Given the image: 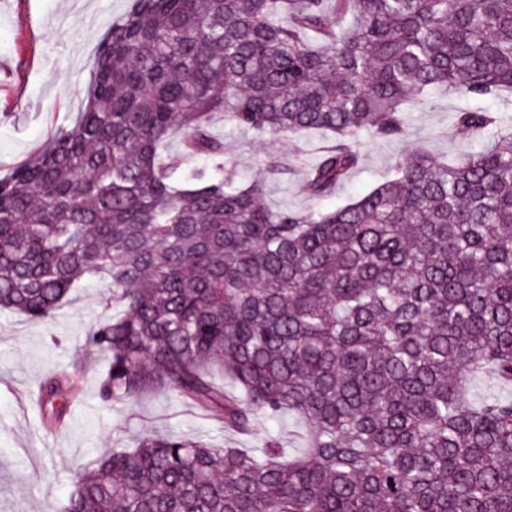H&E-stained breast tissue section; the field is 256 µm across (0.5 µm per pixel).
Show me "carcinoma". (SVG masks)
Here are the masks:
<instances>
[{"instance_id": "carcinoma-1", "label": "carcinoma", "mask_w": 512, "mask_h": 512, "mask_svg": "<svg viewBox=\"0 0 512 512\" xmlns=\"http://www.w3.org/2000/svg\"><path fill=\"white\" fill-rule=\"evenodd\" d=\"M438 92L512 93V0H135L112 22L76 119L0 177V310L46 324L105 281L102 402L165 389L239 435L288 414L306 448L147 435L62 512H512V395L478 380L512 383V115L455 113L480 150H416L325 211L266 204L285 163L240 185L212 133L329 134L303 186L326 199L361 133L404 136ZM74 397L44 381L45 422Z\"/></svg>"}]
</instances>
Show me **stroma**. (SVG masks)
Wrapping results in <instances>:
<instances>
[{
    "mask_svg": "<svg viewBox=\"0 0 512 512\" xmlns=\"http://www.w3.org/2000/svg\"><path fill=\"white\" fill-rule=\"evenodd\" d=\"M130 6L131 0H0L1 174L28 161L80 111L98 44L112 21ZM467 107L512 114V97L468 101L435 95L426 107L414 111L405 136L363 138L362 162L335 200L310 198L302 188L308 169L327 145L323 133L310 132L297 142L240 131L220 117L212 132L223 141L224 160L240 182L251 181L274 157L287 158L290 171L270 188V204L326 210L381 182L399 158L415 150L440 159L476 150V143L448 134L454 112ZM105 290L102 281L76 289L71 302L47 326L0 312V512H58L80 468L111 450L133 446L146 434L231 440L250 450L258 446L261 435H284L292 426L288 418L263 422L256 434L233 437L165 393L146 394L136 404L116 410L103 405L97 390L107 362L87 356L82 340L104 315L100 297ZM63 373L78 375L83 396L72 405L68 424L50 431L38 413L40 387L47 377Z\"/></svg>",
    "mask_w": 512,
    "mask_h": 512,
    "instance_id": "obj_1",
    "label": "stroma"
}]
</instances>
